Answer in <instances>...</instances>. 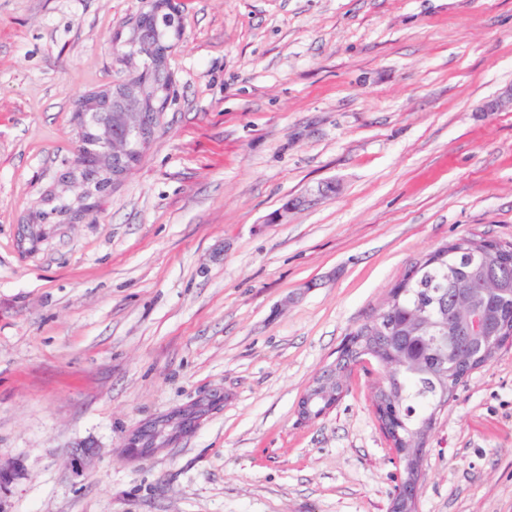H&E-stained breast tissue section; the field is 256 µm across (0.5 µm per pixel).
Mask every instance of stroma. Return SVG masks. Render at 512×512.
Returning a JSON list of instances; mask_svg holds the SVG:
<instances>
[{"label":"stroma","instance_id":"1","mask_svg":"<svg viewBox=\"0 0 512 512\" xmlns=\"http://www.w3.org/2000/svg\"><path fill=\"white\" fill-rule=\"evenodd\" d=\"M176 2L153 140L44 224L80 191L75 105L126 75L114 38L149 0H0L7 508L391 512L381 368L349 371L318 419L298 403L412 263L512 243V0ZM193 403L190 430L128 455ZM82 443L98 454L77 476ZM423 473L417 512H512V344L437 410Z\"/></svg>","mask_w":512,"mask_h":512}]
</instances>
